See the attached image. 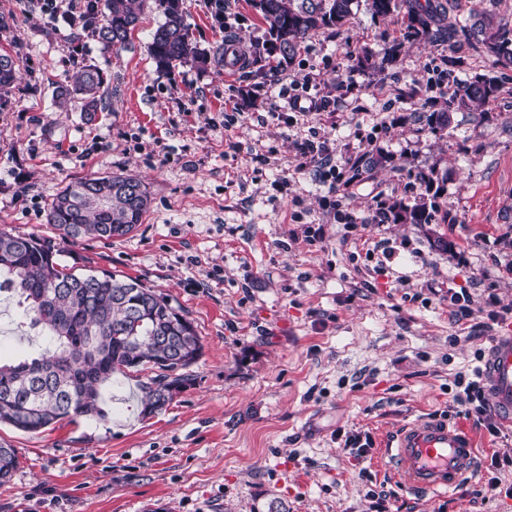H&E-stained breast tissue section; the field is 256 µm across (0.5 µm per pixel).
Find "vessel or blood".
I'll list each match as a JSON object with an SVG mask.
<instances>
[{"label": "vessel or blood", "instance_id": "obj_1", "mask_svg": "<svg viewBox=\"0 0 512 512\" xmlns=\"http://www.w3.org/2000/svg\"><path fill=\"white\" fill-rule=\"evenodd\" d=\"M482 380L488 407L512 420V330L497 336L485 354ZM384 453L417 492L452 489L473 472L476 460L470 431L445 419L404 425Z\"/></svg>", "mask_w": 512, "mask_h": 512}]
</instances>
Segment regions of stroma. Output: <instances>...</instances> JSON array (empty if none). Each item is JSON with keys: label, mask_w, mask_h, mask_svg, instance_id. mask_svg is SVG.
I'll return each mask as SVG.
<instances>
[{"label": "stroma", "mask_w": 512, "mask_h": 512, "mask_svg": "<svg viewBox=\"0 0 512 512\" xmlns=\"http://www.w3.org/2000/svg\"><path fill=\"white\" fill-rule=\"evenodd\" d=\"M207 64L157 72L148 44L161 21L144 9L125 47L73 39L43 0H0V49L18 79L0 111V227L53 235L57 192L75 179L141 178L151 204L112 241L64 244L65 264L138 279L187 312L204 345L162 412L143 416L136 377L115 375L104 419L38 434L0 426L21 465L0 485V512H512V423L490 434L454 401L458 373L479 366L512 328V67L467 44L416 38L398 17L355 0L339 27L307 38L290 63L269 51L251 0H182ZM489 13L512 29V0H457L447 25ZM233 38L262 51L264 73L225 76ZM369 54L383 70L356 65ZM104 78L100 112L59 111L61 82L86 65ZM486 74L497 96L445 130L439 82ZM311 82L320 112L283 123L291 82ZM329 139L327 167L298 169L295 145ZM384 165L361 173L364 157ZM330 164V165H331ZM425 205V224H369L376 198ZM472 315L455 321L451 297ZM503 321L492 325L490 312ZM43 339L0 293V362ZM440 418L476 436L478 466L456 490L407 489L378 447L403 425ZM368 433L355 458L337 431Z\"/></svg>", "instance_id": "stroma-1"}]
</instances>
